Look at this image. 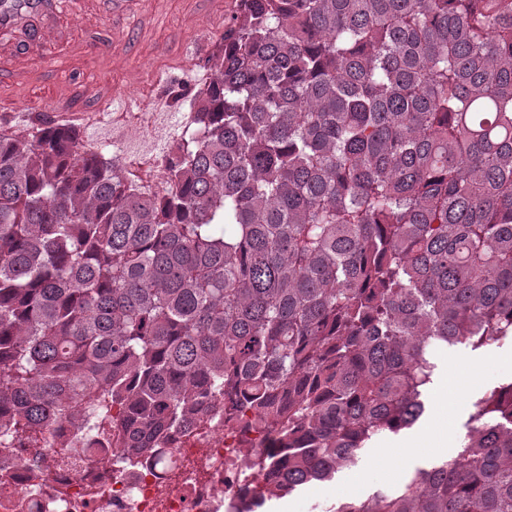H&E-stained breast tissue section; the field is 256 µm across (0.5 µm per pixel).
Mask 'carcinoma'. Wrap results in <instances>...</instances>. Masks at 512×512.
<instances>
[{"instance_id":"carcinoma-1","label":"carcinoma","mask_w":512,"mask_h":512,"mask_svg":"<svg viewBox=\"0 0 512 512\" xmlns=\"http://www.w3.org/2000/svg\"><path fill=\"white\" fill-rule=\"evenodd\" d=\"M206 65L153 195L69 120L0 133V445L114 411L164 466L222 399L281 497L413 427L448 342L512 341V0H237ZM328 512H512V380Z\"/></svg>"}]
</instances>
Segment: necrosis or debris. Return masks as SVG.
Returning <instances> with one entry per match:
<instances>
[{
  "label": "necrosis or debris",
  "mask_w": 512,
  "mask_h": 512,
  "mask_svg": "<svg viewBox=\"0 0 512 512\" xmlns=\"http://www.w3.org/2000/svg\"><path fill=\"white\" fill-rule=\"evenodd\" d=\"M48 450L36 455L14 445L0 455V512H221L262 482L246 468L242 451H263V433L243 435L224 424L223 409L173 434L164 469H133L114 453L97 451L84 431L67 426L44 432Z\"/></svg>",
  "instance_id": "obj_1"
}]
</instances>
